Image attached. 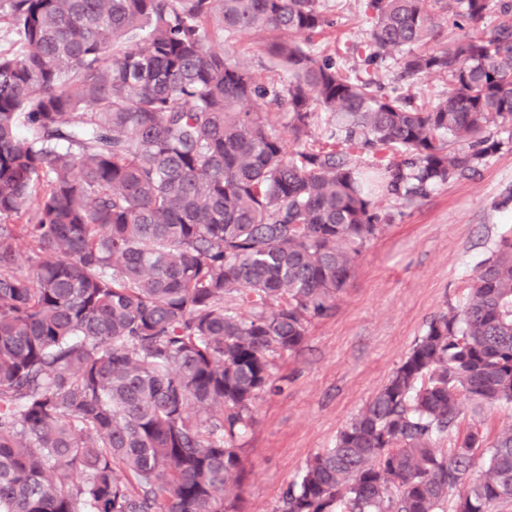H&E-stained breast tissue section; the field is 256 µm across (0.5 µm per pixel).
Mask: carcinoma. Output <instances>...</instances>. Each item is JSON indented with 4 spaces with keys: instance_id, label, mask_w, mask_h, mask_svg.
Masks as SVG:
<instances>
[{
    "instance_id": "1",
    "label": "carcinoma",
    "mask_w": 512,
    "mask_h": 512,
    "mask_svg": "<svg viewBox=\"0 0 512 512\" xmlns=\"http://www.w3.org/2000/svg\"><path fill=\"white\" fill-rule=\"evenodd\" d=\"M455 7L501 20L430 49L441 0H366L348 74L315 48L320 0H0L19 42L0 51V512H238L275 357L335 308L384 202L475 171L512 120V3ZM257 32L287 82L208 46ZM389 58L448 94L382 92ZM463 393L512 404L509 237L279 512L511 503L512 427L474 478L477 426L433 447ZM448 91V75L446 73H424L415 80L412 92L417 93V102L432 104Z\"/></svg>"
}]
</instances>
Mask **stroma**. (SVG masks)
I'll return each instance as SVG.
<instances>
[{"label":"stroma","mask_w":512,"mask_h":512,"mask_svg":"<svg viewBox=\"0 0 512 512\" xmlns=\"http://www.w3.org/2000/svg\"><path fill=\"white\" fill-rule=\"evenodd\" d=\"M334 24L319 46L343 53L345 70L360 67L347 45L370 25L365 0H323ZM500 144L475 173L454 178L425 198L388 201L389 224L363 250L335 310L308 327L302 347L274 360L280 392L261 395L253 425L239 439L246 477L242 512H277L283 491L315 454L334 447L338 431L386 383L434 315L461 308L479 266L512 237V122L491 126ZM479 425L485 445L512 426V405L473 414L461 399L455 431Z\"/></svg>","instance_id":"35a3bbf8"}]
</instances>
